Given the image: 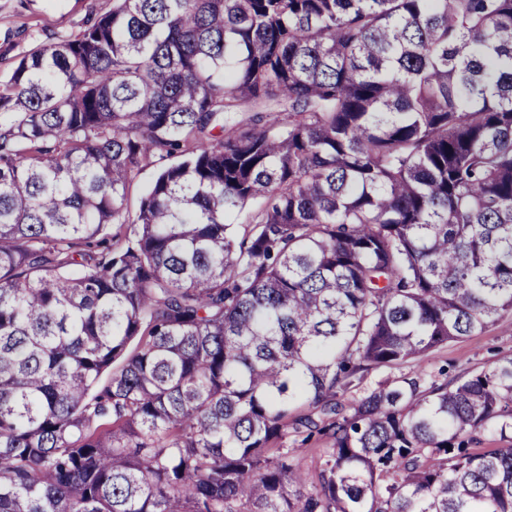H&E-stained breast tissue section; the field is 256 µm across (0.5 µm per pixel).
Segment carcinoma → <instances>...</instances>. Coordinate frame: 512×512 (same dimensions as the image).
<instances>
[{"label": "carcinoma", "instance_id": "1", "mask_svg": "<svg viewBox=\"0 0 512 512\" xmlns=\"http://www.w3.org/2000/svg\"><path fill=\"white\" fill-rule=\"evenodd\" d=\"M509 312L512 0H112L3 82L0 512H512V357L419 370ZM176 160V158L165 157L164 159H159V157H156L152 159L150 164L139 171L135 180V188L132 190L130 197L129 204L131 209H135L137 207L140 194L150 188L155 179L156 173ZM409 371L408 368H378L364 372L361 379L355 381V386L339 392L338 399L341 403L349 405L358 399L367 388L376 386L379 382L397 379ZM306 434H288V443L290 448H301L297 453V463L299 467L313 475L319 462V448H329L330 443L322 436L315 434L310 440L303 441Z\"/></svg>", "mask_w": 512, "mask_h": 512}]
</instances>
